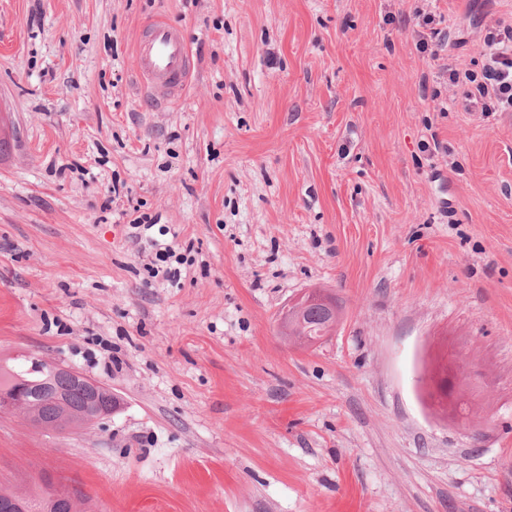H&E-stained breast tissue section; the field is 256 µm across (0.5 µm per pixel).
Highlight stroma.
<instances>
[{"mask_svg": "<svg viewBox=\"0 0 512 512\" xmlns=\"http://www.w3.org/2000/svg\"><path fill=\"white\" fill-rule=\"evenodd\" d=\"M510 15L0 0V358L118 400L85 431L0 415V484L47 472L92 512H512V114L457 111L437 77ZM155 19L193 64L161 109L134 54ZM310 288L341 313L299 347L278 319ZM453 362L455 421L432 384Z\"/></svg>", "mask_w": 512, "mask_h": 512, "instance_id": "35a3bbf8", "label": "stroma"}]
</instances>
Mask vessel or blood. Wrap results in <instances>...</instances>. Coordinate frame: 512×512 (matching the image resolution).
<instances>
[{
	"mask_svg": "<svg viewBox=\"0 0 512 512\" xmlns=\"http://www.w3.org/2000/svg\"><path fill=\"white\" fill-rule=\"evenodd\" d=\"M137 75L143 99L169 105L186 89L189 46L180 31L162 20L149 22L136 40Z\"/></svg>",
	"mask_w": 512,
	"mask_h": 512,
	"instance_id": "b4317fda",
	"label": "vessel or blood"
}]
</instances>
